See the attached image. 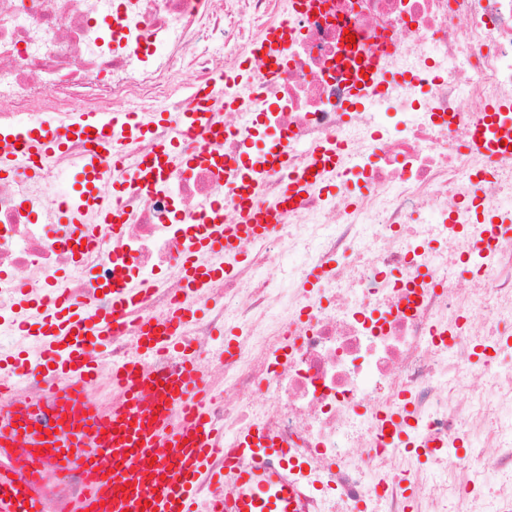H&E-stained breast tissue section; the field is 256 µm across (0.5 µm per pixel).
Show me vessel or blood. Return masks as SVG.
Here are the masks:
<instances>
[{
    "label": "vessel or blood",
    "instance_id": "vessel-or-blood-1",
    "mask_svg": "<svg viewBox=\"0 0 512 512\" xmlns=\"http://www.w3.org/2000/svg\"><path fill=\"white\" fill-rule=\"evenodd\" d=\"M98 127L95 121L62 124L52 133L18 144L1 136L0 170L31 165L34 157L54 152L69 136L86 138ZM273 221L269 213L242 210L239 223L209 225L203 246L211 250L256 237L268 231ZM143 291L138 285L114 292L112 308L100 315V323L109 324L116 314L126 312ZM34 324L36 335L49 337L55 347L78 335L84 318L75 312L62 319L56 310L46 309ZM177 341L170 331L144 337L140 356L112 372L114 385L126 391L127 399L108 414L99 413L88 403L81 386L73 385L56 394V418L50 430L30 428L23 414L1 423L0 512H42L39 495L29 485L17 482L11 468L14 458L26 459L37 452L53 472L84 469L90 487L74 502L71 512H198L196 478L208 463L215 431L205 406L191 393L196 371L186 367L179 376L160 384L142 365L144 357L174 347ZM54 371L60 376L93 375L92 367L76 349L68 359L55 362ZM153 386L159 387L165 407L150 416L141 406L140 394ZM174 408L186 409L187 423L172 422L169 412ZM19 436L27 437L28 447L13 448L12 442ZM240 446L252 449L253 462L239 471L237 493L225 500L224 512H294L302 496L299 486L268 466L257 453L253 437H243Z\"/></svg>",
    "mask_w": 512,
    "mask_h": 512
}]
</instances>
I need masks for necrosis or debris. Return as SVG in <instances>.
<instances>
[{
	"label": "necrosis or debris",
	"instance_id": "1",
	"mask_svg": "<svg viewBox=\"0 0 512 512\" xmlns=\"http://www.w3.org/2000/svg\"><path fill=\"white\" fill-rule=\"evenodd\" d=\"M281 26L285 52L268 58ZM215 90L235 121L203 143L183 118ZM2 102L0 133L85 118L117 131L43 158L38 178L0 175V379L16 385L0 411L52 414L55 380L27 373L47 339L24 312H84L97 370L84 387L105 410L124 400L113 369L178 304L180 350L145 367L168 378L195 355L224 440L211 469L250 432L296 456L299 512H512V365L497 354L512 325V153L472 145L512 116V0H0ZM160 109L169 120L149 124ZM170 144L189 165L151 191L128 184ZM317 145L343 162L289 201ZM89 153L119 233L58 190ZM279 156L287 168L271 167ZM69 205L87 239L57 223ZM244 205L278 208L275 227L218 256L222 274L185 280L201 217L230 224ZM119 282L150 291L102 326ZM16 474L45 512L86 480Z\"/></svg>",
	"mask_w": 512,
	"mask_h": 512
}]
</instances>
